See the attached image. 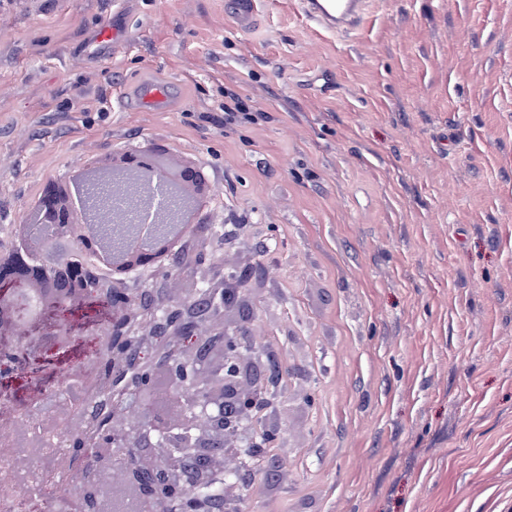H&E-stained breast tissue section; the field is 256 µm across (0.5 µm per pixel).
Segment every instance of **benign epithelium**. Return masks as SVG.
<instances>
[{"mask_svg": "<svg viewBox=\"0 0 512 512\" xmlns=\"http://www.w3.org/2000/svg\"><path fill=\"white\" fill-rule=\"evenodd\" d=\"M118 156L107 167L91 159L62 178L75 190L69 205L45 189L28 224L53 225V238L32 235L0 254V280L13 284L11 309L0 308V331L31 336L46 311L90 299L108 311L105 335L117 369L105 376L101 401L87 413L96 428L112 409V432L96 447L98 463L111 471L112 487L163 504L238 472L236 458H226L211 437L233 436L243 419L271 409L281 382L272 367L280 360L251 336L231 332L235 324L251 325L252 305L229 272L251 279L253 267L243 261L228 271L211 260L207 243L215 225H195L185 255L161 271L152 266L158 242L184 237L181 226L197 201V169L166 160L155 145ZM131 251L147 277L137 287L125 266ZM103 258L110 278L99 274ZM63 328L70 326L56 322L37 343L0 348V404L16 407L6 384L43 344L67 352L69 343L58 339ZM162 394L178 406L169 420L151 414ZM84 485L88 492L76 510L102 512L98 480L89 474Z\"/></svg>", "mask_w": 512, "mask_h": 512, "instance_id": "obj_1", "label": "benign epithelium"}]
</instances>
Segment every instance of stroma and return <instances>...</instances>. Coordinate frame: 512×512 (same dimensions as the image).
<instances>
[{
	"label": "stroma",
	"mask_w": 512,
	"mask_h": 512,
	"mask_svg": "<svg viewBox=\"0 0 512 512\" xmlns=\"http://www.w3.org/2000/svg\"><path fill=\"white\" fill-rule=\"evenodd\" d=\"M226 2L0 0V250L87 159L208 167L284 371L239 512H512V0H373L342 38ZM144 83L168 103L125 107ZM228 9L240 31H250L259 13V0H229Z\"/></svg>",
	"instance_id": "35a3bbf8"
}]
</instances>
